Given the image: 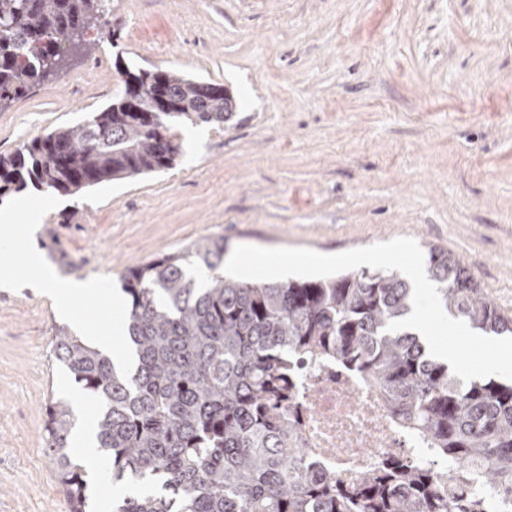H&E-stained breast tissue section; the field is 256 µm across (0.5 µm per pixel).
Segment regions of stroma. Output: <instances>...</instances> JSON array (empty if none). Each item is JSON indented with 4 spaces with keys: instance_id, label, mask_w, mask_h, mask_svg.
Returning a JSON list of instances; mask_svg holds the SVG:
<instances>
[{
    "instance_id": "stroma-1",
    "label": "stroma",
    "mask_w": 512,
    "mask_h": 512,
    "mask_svg": "<svg viewBox=\"0 0 512 512\" xmlns=\"http://www.w3.org/2000/svg\"><path fill=\"white\" fill-rule=\"evenodd\" d=\"M106 28L0 108V155L120 97L123 68L226 87L224 123L174 127L166 170L43 208L57 275L121 292L129 268L223 238L337 254L399 236L459 258L512 314V0H106ZM54 301L0 288V512H69L44 444L49 402L84 395L50 357Z\"/></svg>"
}]
</instances>
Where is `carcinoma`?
Segmentation results:
<instances>
[{
  "label": "carcinoma",
  "mask_w": 512,
  "mask_h": 512,
  "mask_svg": "<svg viewBox=\"0 0 512 512\" xmlns=\"http://www.w3.org/2000/svg\"><path fill=\"white\" fill-rule=\"evenodd\" d=\"M102 2L0 0V106L84 49L105 18ZM132 78V98L0 155V196L29 183L73 194L169 169L181 153L173 123L232 115L220 84L160 69ZM426 264L450 315L488 335L512 334V316L448 251L428 247ZM223 266L219 237L127 270L130 369L67 327L55 331L54 358L105 402L97 436L112 482H161L113 512H493V495L512 496V383L464 382L417 334L386 331L412 310L398 271L250 283L225 277ZM323 360L376 387L444 467L395 459L341 483L311 463L295 416L298 386L302 366ZM72 429L70 406L50 403L47 452L70 512H86Z\"/></svg>",
  "instance_id": "1"
}]
</instances>
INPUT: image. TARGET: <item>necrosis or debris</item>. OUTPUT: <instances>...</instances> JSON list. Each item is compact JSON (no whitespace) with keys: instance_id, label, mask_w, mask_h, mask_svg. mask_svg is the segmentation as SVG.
<instances>
[{"instance_id":"obj_1","label":"necrosis or debris","mask_w":512,"mask_h":512,"mask_svg":"<svg viewBox=\"0 0 512 512\" xmlns=\"http://www.w3.org/2000/svg\"><path fill=\"white\" fill-rule=\"evenodd\" d=\"M299 408L309 458L342 481L377 469L390 455L426 458L427 450L391 415L382 394L332 364L302 373Z\"/></svg>"}]
</instances>
